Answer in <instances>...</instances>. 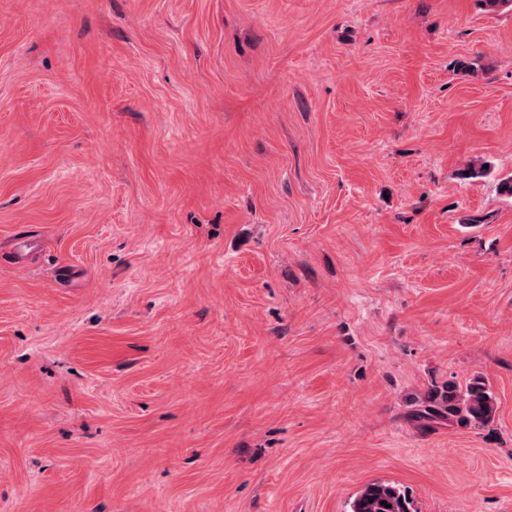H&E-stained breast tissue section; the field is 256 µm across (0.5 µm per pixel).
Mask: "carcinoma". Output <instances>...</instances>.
<instances>
[{
    "instance_id": "cac0c4a2",
    "label": "carcinoma",
    "mask_w": 512,
    "mask_h": 512,
    "mask_svg": "<svg viewBox=\"0 0 512 512\" xmlns=\"http://www.w3.org/2000/svg\"><path fill=\"white\" fill-rule=\"evenodd\" d=\"M497 412V400L487 380L477 375L459 388L450 382L427 396L419 418L427 421L446 418L452 423L473 428L491 423ZM387 502L386 508L381 502ZM350 512H416L406 490L390 482H372L365 485L350 504Z\"/></svg>"
}]
</instances>
